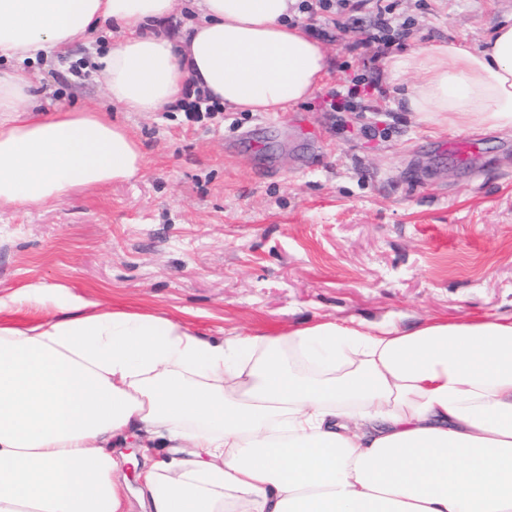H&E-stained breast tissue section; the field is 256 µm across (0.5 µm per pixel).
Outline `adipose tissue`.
I'll use <instances>...</instances> for the list:
<instances>
[{
    "label": "adipose tissue",
    "instance_id": "ef3b65f1",
    "mask_svg": "<svg viewBox=\"0 0 512 512\" xmlns=\"http://www.w3.org/2000/svg\"><path fill=\"white\" fill-rule=\"evenodd\" d=\"M295 0H0V211L140 176L106 113L42 116L26 63L108 26L90 72L127 112H170L187 83L239 112L307 101L331 61ZM406 105L456 129H512V25L483 46L391 56ZM38 113L35 121L22 120ZM33 321L17 322L22 310ZM136 436L143 512H512V317L398 327L318 322L222 340L161 314L93 311L64 286L0 295V512H126Z\"/></svg>",
    "mask_w": 512,
    "mask_h": 512
}]
</instances>
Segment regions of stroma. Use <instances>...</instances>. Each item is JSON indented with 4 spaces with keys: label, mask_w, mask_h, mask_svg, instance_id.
Wrapping results in <instances>:
<instances>
[{
    "label": "stroma",
    "mask_w": 512,
    "mask_h": 512,
    "mask_svg": "<svg viewBox=\"0 0 512 512\" xmlns=\"http://www.w3.org/2000/svg\"><path fill=\"white\" fill-rule=\"evenodd\" d=\"M408 54L455 40L482 45L512 24V0H396ZM323 42L322 88L288 111L188 123L183 112H126L82 65L93 34L31 69L51 102L111 113L147 157L142 176L0 212V291L43 281L102 307L162 314L216 338L278 335L303 321L409 325L512 316V132L455 131L404 111L420 80L382 73L381 112L321 104L360 64ZM473 140L462 155L457 142Z\"/></svg>",
    "instance_id": "35a3bbf8"
}]
</instances>
